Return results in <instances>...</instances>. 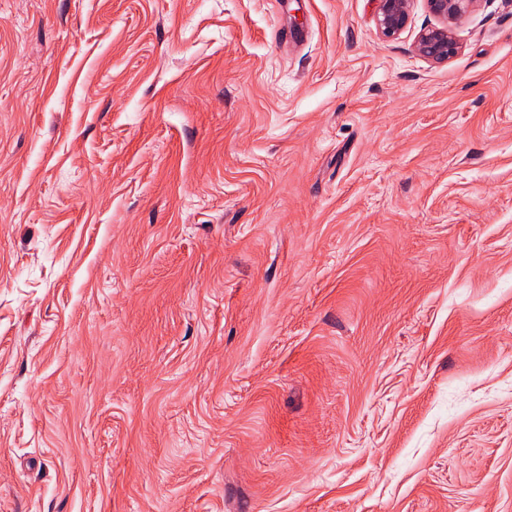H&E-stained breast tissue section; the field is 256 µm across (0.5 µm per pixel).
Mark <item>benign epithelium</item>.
Wrapping results in <instances>:
<instances>
[{
	"label": "benign epithelium",
	"mask_w": 512,
	"mask_h": 512,
	"mask_svg": "<svg viewBox=\"0 0 512 512\" xmlns=\"http://www.w3.org/2000/svg\"><path fill=\"white\" fill-rule=\"evenodd\" d=\"M378 28L386 39L397 37L406 27L413 0H378ZM439 24L423 30L415 42V50L436 62H444L457 50L450 24L469 12L477 0H426Z\"/></svg>",
	"instance_id": "obj_1"
}]
</instances>
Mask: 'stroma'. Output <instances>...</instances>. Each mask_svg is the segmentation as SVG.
Listing matches in <instances>:
<instances>
[{
    "label": "stroma",
    "mask_w": 512,
    "mask_h": 512,
    "mask_svg": "<svg viewBox=\"0 0 512 512\" xmlns=\"http://www.w3.org/2000/svg\"><path fill=\"white\" fill-rule=\"evenodd\" d=\"M0 0V512H512V0ZM378 28L386 39L396 38L406 27L413 0H378ZM439 24L424 29L415 42V50L436 62L447 61L457 50L450 24L469 12L477 0H426Z\"/></svg>",
    "instance_id": "obj_1"
}]
</instances>
